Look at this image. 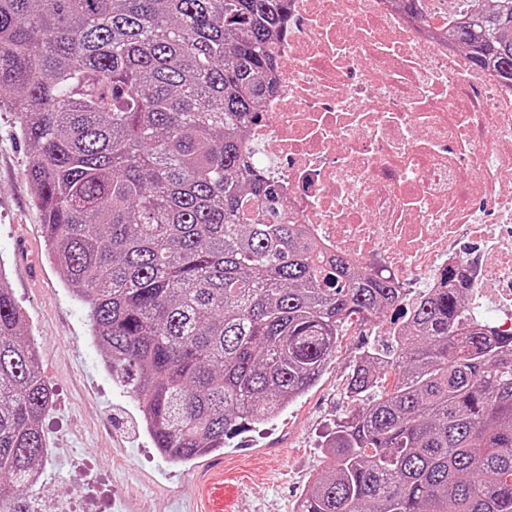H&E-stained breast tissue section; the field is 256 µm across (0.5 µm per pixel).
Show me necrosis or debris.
<instances>
[{"label": "necrosis or debris", "instance_id": "obj_1", "mask_svg": "<svg viewBox=\"0 0 512 512\" xmlns=\"http://www.w3.org/2000/svg\"><path fill=\"white\" fill-rule=\"evenodd\" d=\"M449 10L292 0L274 94L246 148L288 222L379 270L403 308L451 269L468 313L512 331V85L451 47Z\"/></svg>", "mask_w": 512, "mask_h": 512}]
</instances>
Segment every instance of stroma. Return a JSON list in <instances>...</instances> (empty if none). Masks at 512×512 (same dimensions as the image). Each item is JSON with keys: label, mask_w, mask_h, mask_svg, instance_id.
<instances>
[{"label": "stroma", "mask_w": 512, "mask_h": 512, "mask_svg": "<svg viewBox=\"0 0 512 512\" xmlns=\"http://www.w3.org/2000/svg\"><path fill=\"white\" fill-rule=\"evenodd\" d=\"M26 165L15 115L0 109V270L54 395L43 420L42 478L25 498H66L74 512H192L202 497L204 461L163 458L134 399L113 382L85 306L46 251ZM372 342L370 327L348 326L314 387L214 452L225 482L237 491L236 512H294L308 482L329 469L323 441L353 408L344 395L349 363Z\"/></svg>", "instance_id": "obj_1"}]
</instances>
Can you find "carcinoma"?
I'll use <instances>...</instances> for the list:
<instances>
[{
	"instance_id": "cac0c4a2",
	"label": "carcinoma",
	"mask_w": 512,
	"mask_h": 512,
	"mask_svg": "<svg viewBox=\"0 0 512 512\" xmlns=\"http://www.w3.org/2000/svg\"><path fill=\"white\" fill-rule=\"evenodd\" d=\"M291 0H0V108L15 112L48 253L88 308L160 455L188 461L278 416L344 328L399 307L330 255L252 167ZM512 80V0L449 29ZM444 273L399 341L349 366L357 406L296 512H512V333ZM0 277V512H27L52 395Z\"/></svg>"
}]
</instances>
